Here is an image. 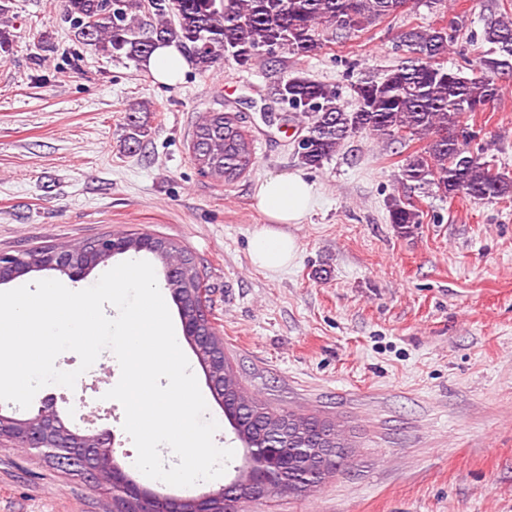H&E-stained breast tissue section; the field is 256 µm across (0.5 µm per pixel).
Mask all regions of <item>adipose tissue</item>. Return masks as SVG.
Instances as JSON below:
<instances>
[{
    "label": "adipose tissue",
    "instance_id": "obj_1",
    "mask_svg": "<svg viewBox=\"0 0 512 512\" xmlns=\"http://www.w3.org/2000/svg\"><path fill=\"white\" fill-rule=\"evenodd\" d=\"M144 66L157 82L170 86L190 70L191 62L183 49L172 42L158 46ZM315 198L314 184L299 173L272 175L258 181L253 202L268 225L251 239L250 256L254 265L277 273L296 260L297 241L283 232L282 227L304 223Z\"/></svg>",
    "mask_w": 512,
    "mask_h": 512
}]
</instances>
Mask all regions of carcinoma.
I'll list each match as a JSON object with an SVG mask.
<instances>
[{"label":"carcinoma","instance_id":"obj_1","mask_svg":"<svg viewBox=\"0 0 512 512\" xmlns=\"http://www.w3.org/2000/svg\"><path fill=\"white\" fill-rule=\"evenodd\" d=\"M406 0H62L64 18L74 37L94 52L144 61L159 42L175 41L192 59L196 70L207 73L223 57L241 68L275 58L279 51L311 56L331 40L345 42L360 36L382 19L400 12ZM11 0H0V53L12 50ZM462 23L409 28L400 47L406 58L377 79L352 84L353 102L345 103L336 85L302 73L287 77L270 91L274 102L289 112L288 119L304 123L305 141L295 150L307 168L320 169L332 160L347 140L367 133L377 140L405 146L427 140L402 166L401 183L420 188L434 186L445 198L463 195L474 202L512 201V177L487 159L486 146L462 124L467 113L484 112L500 97L501 87L484 72L512 74V14L503 13L484 27L481 40L491 45L490 57H479V68L467 75L440 63L457 38ZM149 103L129 108L125 116L124 150L135 153L148 136ZM189 149L201 174L231 183L256 164L253 141L235 112L211 110L195 125ZM390 223L402 234L423 223L424 212L411 197L393 196L387 203ZM123 253L146 252L163 270H178L181 296L175 299L182 327L199 329L207 336L195 354L200 364L212 353L224 362V394L237 405L224 403V416L236 438L252 435L258 462L256 478L273 483L269 491L306 473V448L321 430H331L337 453L325 461L328 476L344 471L349 463L346 432L335 422L316 416L296 415L278 409L247 393L224 343L201 309L203 279L187 251L177 242L147 233L112 236ZM301 428L280 432L288 418ZM118 512H166V495L156 493L140 503H129L117 493Z\"/></svg>","mask_w":512,"mask_h":512}]
</instances>
